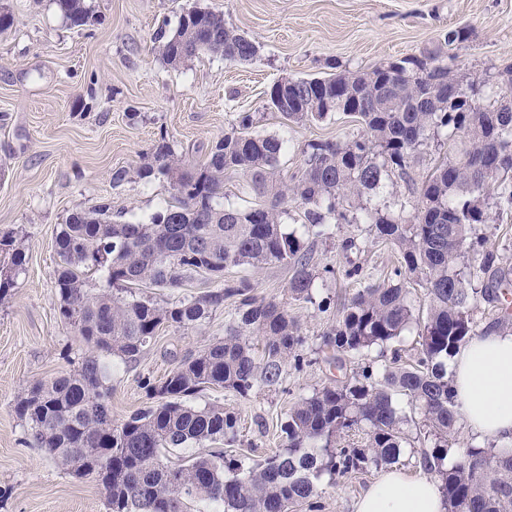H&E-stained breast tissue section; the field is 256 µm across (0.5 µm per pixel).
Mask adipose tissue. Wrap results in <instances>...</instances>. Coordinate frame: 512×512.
Here are the masks:
<instances>
[{
    "label": "adipose tissue",
    "instance_id": "obj_1",
    "mask_svg": "<svg viewBox=\"0 0 512 512\" xmlns=\"http://www.w3.org/2000/svg\"><path fill=\"white\" fill-rule=\"evenodd\" d=\"M449 376L472 435L512 444V332L471 338L452 359ZM355 512H446L431 480L389 470L357 499Z\"/></svg>",
    "mask_w": 512,
    "mask_h": 512
}]
</instances>
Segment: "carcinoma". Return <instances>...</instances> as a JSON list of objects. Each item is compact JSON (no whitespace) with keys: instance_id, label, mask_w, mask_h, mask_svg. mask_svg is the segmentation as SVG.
<instances>
[{"instance_id":"cac0c4a2","label":"carcinoma","mask_w":512,"mask_h":512,"mask_svg":"<svg viewBox=\"0 0 512 512\" xmlns=\"http://www.w3.org/2000/svg\"><path fill=\"white\" fill-rule=\"evenodd\" d=\"M54 3L72 27L93 21L86 0ZM467 40V31L450 29L442 44L400 66L389 60L364 72L293 80L288 102L276 106L286 119L324 120L350 108L361 130L346 141L309 144L305 167L287 181L278 170L283 141L253 133L254 114L242 112L202 163H187L164 140L154 145L137 176L166 180L175 203L150 223L114 219L107 203L68 217L55 238L54 284L59 317L88 354L72 371L31 384L16 411L36 447L72 474L95 477L106 512H291L318 494L324 474L335 482L397 464L410 423L447 512H512V446L489 440L453 448L461 415L448 359L478 335L473 310L483 302L496 307L512 291V265L478 233L491 213L512 214V65L498 74L495 91L464 80L444 47ZM158 41L171 66L206 54L243 62L257 52L224 15L198 8ZM325 96L333 99L328 112L316 105ZM450 137L459 138L457 158L425 177L411 219L363 202L388 182L413 181L421 151ZM238 171L262 204H224V178ZM290 202L304 208L303 236L285 228ZM338 224L372 225L401 261L343 303L324 345L336 350L341 368L343 358L383 352L414 327L415 360L401 365L396 353L316 390L291 409L278 452L252 464L228 460L222 446L238 442L235 413L187 398L210 386L247 397L279 385L288 363L302 368L305 336L287 306L250 294V283L228 281L224 272L284 264L293 271L289 296L311 303L316 281L335 270L318 266L305 237L327 239ZM26 261L25 238L0 235V296ZM91 274L101 279L96 288L88 287ZM196 276L216 289L165 306L126 295L133 285L173 289ZM414 284L426 291L424 309ZM233 297L237 312L224 339L182 358L163 380L144 382L145 404L113 422L104 359L131 365L160 327L189 329ZM204 442L221 447L184 464L164 461L172 448Z\"/></svg>"}]
</instances>
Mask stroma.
<instances>
[{
    "instance_id": "obj_1",
    "label": "stroma",
    "mask_w": 512,
    "mask_h": 512,
    "mask_svg": "<svg viewBox=\"0 0 512 512\" xmlns=\"http://www.w3.org/2000/svg\"><path fill=\"white\" fill-rule=\"evenodd\" d=\"M0 5L15 16L12 29L0 34V232L24 236L28 246L25 273L0 297V512H105L95 478L69 474L33 446L15 411L30 384L72 370L86 353L58 314L60 224L103 202L113 215L149 220L172 200L166 181L134 177L117 185L113 172L141 166L162 138L190 162H201L241 112L255 113L256 133L283 139L279 169L286 178L303 168L309 143L358 131L347 116L293 123L265 109V92L278 80L418 56L456 27L469 34L448 48L461 73L494 79L512 64V0H92L98 21L82 28L71 27L53 0ZM195 7L222 13L227 26L256 44V57L165 64L159 31H173ZM347 236L357 237V249L340 250L338 241ZM313 250L319 265L335 270L320 282L315 304L290 299L288 266L225 273L248 280L256 296L287 303L306 338L302 368L287 369L280 386L245 398L215 387L191 397V404H220L236 414L240 436L231 455L265 459L279 448L294 403L378 360L371 352L336 369L323 336L344 295L383 279L395 251L375 240L367 224L336 226L334 237L314 241ZM354 266L362 271L357 281L345 276ZM236 306L227 300L187 330L161 328L136 364L116 365L108 380L113 421L142 406L144 381H159L185 355L222 340ZM378 476L372 469L333 486L320 482L312 505L296 512H354Z\"/></svg>"
}]
</instances>
